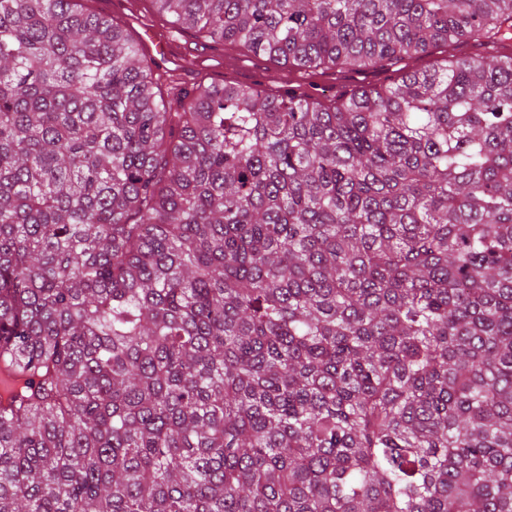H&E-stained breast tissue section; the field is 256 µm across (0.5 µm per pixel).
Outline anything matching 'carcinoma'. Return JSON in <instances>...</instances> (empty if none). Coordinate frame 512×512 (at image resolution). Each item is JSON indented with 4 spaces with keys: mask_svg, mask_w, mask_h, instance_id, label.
Returning a JSON list of instances; mask_svg holds the SVG:
<instances>
[{
    "mask_svg": "<svg viewBox=\"0 0 512 512\" xmlns=\"http://www.w3.org/2000/svg\"><path fill=\"white\" fill-rule=\"evenodd\" d=\"M328 102L157 89L0 0V512H512V0H154Z\"/></svg>",
    "mask_w": 512,
    "mask_h": 512,
    "instance_id": "1",
    "label": "carcinoma"
}]
</instances>
